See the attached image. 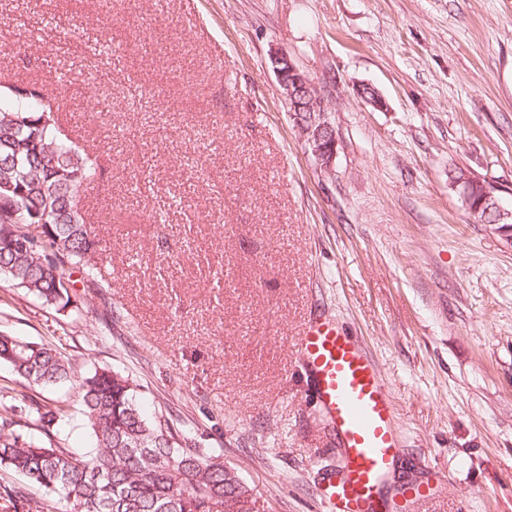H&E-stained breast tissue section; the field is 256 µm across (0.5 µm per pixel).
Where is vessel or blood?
<instances>
[{"instance_id": "b4317fda", "label": "vessel or blood", "mask_w": 512, "mask_h": 512, "mask_svg": "<svg viewBox=\"0 0 512 512\" xmlns=\"http://www.w3.org/2000/svg\"><path fill=\"white\" fill-rule=\"evenodd\" d=\"M298 357L334 432L338 457L324 477L327 512H393L401 452L393 394L359 337L326 316L307 320Z\"/></svg>"}]
</instances>
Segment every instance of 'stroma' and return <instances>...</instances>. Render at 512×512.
Returning <instances> with one entry per match:
<instances>
[{"mask_svg": "<svg viewBox=\"0 0 512 512\" xmlns=\"http://www.w3.org/2000/svg\"><path fill=\"white\" fill-rule=\"evenodd\" d=\"M277 51L324 99L331 174L294 127ZM62 77L61 132L98 160L79 207L102 281L74 270L79 306L60 311L0 279V334L129 376L265 512H324L333 434L295 344L326 314L394 395L396 479L426 488L404 512H512V242L448 180L471 172L512 210V0H0V81ZM97 98L111 120H90ZM34 395L65 402L62 444L91 450L72 383Z\"/></svg>", "mask_w": 512, "mask_h": 512, "instance_id": "1", "label": "stroma"}]
</instances>
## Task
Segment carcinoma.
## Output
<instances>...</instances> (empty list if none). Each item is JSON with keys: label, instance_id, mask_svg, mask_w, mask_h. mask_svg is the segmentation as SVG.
Here are the masks:
<instances>
[{"label": "carcinoma", "instance_id": "carcinoma-1", "mask_svg": "<svg viewBox=\"0 0 512 512\" xmlns=\"http://www.w3.org/2000/svg\"><path fill=\"white\" fill-rule=\"evenodd\" d=\"M63 90L0 88V276L48 305L64 310L74 286L65 266H79L98 251L77 206L98 165L62 137L55 100ZM71 166L62 179L57 168ZM475 219L497 223L479 205ZM41 225L24 253L13 246L22 225ZM68 287L62 288V281ZM0 364L22 382L15 399L27 407L35 432L0 421V469L17 473L45 497L23 502L26 512H259L253 490L219 455L184 448L171 426L142 412L134 381L100 368L79 380V397L95 447L80 456L62 446L52 429L67 415L57 402L37 401L26 390L59 385L75 377L71 359L53 345L0 335Z\"/></svg>", "mask_w": 512, "mask_h": 512}]
</instances>
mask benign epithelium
Instances as JSON below:
<instances>
[{"instance_id": "7a95c632", "label": "benign epithelium", "mask_w": 512, "mask_h": 512, "mask_svg": "<svg viewBox=\"0 0 512 512\" xmlns=\"http://www.w3.org/2000/svg\"><path fill=\"white\" fill-rule=\"evenodd\" d=\"M272 59L279 65L275 69V75L283 95L288 100L291 117L305 147L319 161L323 171L331 173L338 140L323 98L312 80L300 71L288 53L276 52ZM451 187L458 192L467 206L470 205L471 192L478 187L481 189L482 203L491 205L498 220L512 216L511 212L501 209L496 187L477 176L467 174L451 183Z\"/></svg>"}]
</instances>
